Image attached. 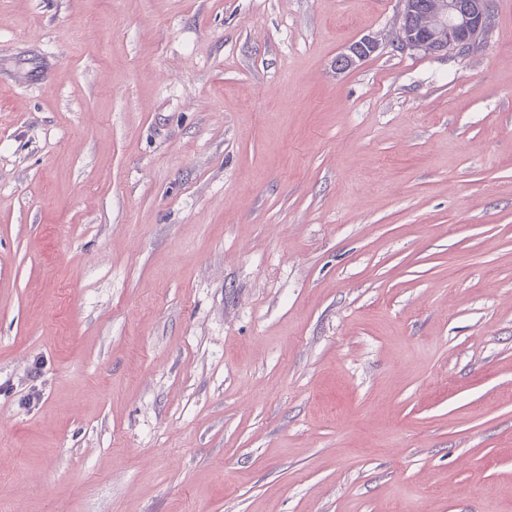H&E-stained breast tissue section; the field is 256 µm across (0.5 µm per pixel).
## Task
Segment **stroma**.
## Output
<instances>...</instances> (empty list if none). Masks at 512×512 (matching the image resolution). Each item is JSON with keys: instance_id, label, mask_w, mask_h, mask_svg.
<instances>
[{"instance_id": "stroma-1", "label": "stroma", "mask_w": 512, "mask_h": 512, "mask_svg": "<svg viewBox=\"0 0 512 512\" xmlns=\"http://www.w3.org/2000/svg\"><path fill=\"white\" fill-rule=\"evenodd\" d=\"M401 9L0 0V512H512V0ZM402 25L398 41L402 47L441 54L471 43L490 21L489 0H429L427 10L417 14V0H401ZM416 17L413 24L405 18ZM378 48V42L372 37H364L359 41L352 43L345 52H342L334 62L336 73H343L359 62L370 57Z\"/></svg>"}]
</instances>
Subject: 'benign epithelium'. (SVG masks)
Masks as SVG:
<instances>
[{
  "label": "benign epithelium",
  "mask_w": 512,
  "mask_h": 512,
  "mask_svg": "<svg viewBox=\"0 0 512 512\" xmlns=\"http://www.w3.org/2000/svg\"><path fill=\"white\" fill-rule=\"evenodd\" d=\"M402 17H416L412 24L402 23L398 41L401 46L426 54L459 51L471 43L490 21L489 0H429L427 10L417 13L418 0H401ZM378 48L372 37L352 43L334 62L343 73L370 57Z\"/></svg>",
  "instance_id": "7a95c632"
}]
</instances>
